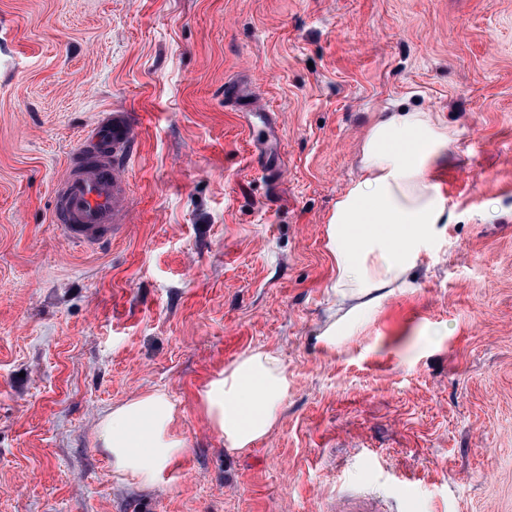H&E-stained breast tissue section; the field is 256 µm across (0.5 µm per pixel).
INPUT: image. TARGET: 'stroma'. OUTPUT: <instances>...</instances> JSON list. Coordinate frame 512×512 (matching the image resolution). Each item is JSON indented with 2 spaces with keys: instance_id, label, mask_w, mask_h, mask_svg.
<instances>
[{
  "instance_id": "1",
  "label": "stroma",
  "mask_w": 512,
  "mask_h": 512,
  "mask_svg": "<svg viewBox=\"0 0 512 512\" xmlns=\"http://www.w3.org/2000/svg\"><path fill=\"white\" fill-rule=\"evenodd\" d=\"M403 103L460 130L452 224L350 343L328 214ZM129 113V205L92 246L52 186ZM276 130L266 146L255 134ZM276 350L273 432L224 450L198 398ZM161 391L188 447L154 485L95 441ZM512 512V0H0V512Z\"/></svg>"
}]
</instances>
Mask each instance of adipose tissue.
I'll list each match as a JSON object with an SVG mask.
<instances>
[{"instance_id":"adipose-tissue-1","label":"adipose tissue","mask_w":512,"mask_h":512,"mask_svg":"<svg viewBox=\"0 0 512 512\" xmlns=\"http://www.w3.org/2000/svg\"><path fill=\"white\" fill-rule=\"evenodd\" d=\"M457 127L434 113L396 107L365 128L358 174L338 195L327 218L326 248L335 263L332 305L321 342L335 350L353 337L359 317L412 287L420 254L452 223L439 177ZM291 383L279 354L255 348L207 382L200 392L212 430L230 453H242L270 435L288 401ZM177 409L161 391L113 406L96 441L119 476L155 483L186 452L174 431Z\"/></svg>"}]
</instances>
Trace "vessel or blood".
<instances>
[{"label": "vessel or blood", "instance_id": "1", "mask_svg": "<svg viewBox=\"0 0 512 512\" xmlns=\"http://www.w3.org/2000/svg\"><path fill=\"white\" fill-rule=\"evenodd\" d=\"M131 148L128 116L105 113L83 136L54 185L53 221L71 241L107 240L126 208L122 159Z\"/></svg>", "mask_w": 512, "mask_h": 512}]
</instances>
